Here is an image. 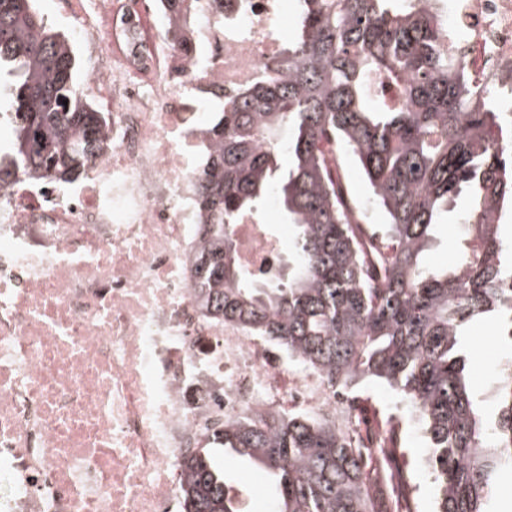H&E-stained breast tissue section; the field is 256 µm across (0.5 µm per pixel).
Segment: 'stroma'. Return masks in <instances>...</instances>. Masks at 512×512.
Listing matches in <instances>:
<instances>
[{
	"instance_id": "obj_1",
	"label": "stroma",
	"mask_w": 512,
	"mask_h": 512,
	"mask_svg": "<svg viewBox=\"0 0 512 512\" xmlns=\"http://www.w3.org/2000/svg\"><path fill=\"white\" fill-rule=\"evenodd\" d=\"M46 21L73 38L83 66H90L87 46L78 33V23L70 15L67 0H38ZM470 352L466 363L474 391L484 409H492L496 387L504 364L512 361V343L499 339L494 325L482 324L467 336ZM357 416L393 432L396 446L385 457L372 461L368 472L382 492L385 512H434L433 477L426 459L429 455L424 432L410 402L388 385L369 380L355 388ZM225 473L235 485L251 492L245 500L248 512H277L273 492L264 491L261 468L230 459Z\"/></svg>"
}]
</instances>
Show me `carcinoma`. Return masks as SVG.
Segmentation results:
<instances>
[{
  "label": "carcinoma",
  "instance_id": "1",
  "mask_svg": "<svg viewBox=\"0 0 512 512\" xmlns=\"http://www.w3.org/2000/svg\"><path fill=\"white\" fill-rule=\"evenodd\" d=\"M34 0H0V82L12 128L0 189L21 176L57 185L82 177L106 146L105 113L78 90L70 37ZM184 0H164L168 43L190 26ZM299 27L272 77L231 100L205 134L215 154L197 192L206 223L193 288L207 313L276 340L343 389L377 380L418 414L438 485L435 512H487L512 474V373L486 414L466 380L462 337L495 319L512 328V248L499 206L512 203V146L501 102L474 87L443 30L416 0H296ZM394 87L391 102L373 80ZM68 104H63V101ZM362 170L383 216L379 254L341 174ZM458 265H424L461 195ZM275 198L295 228L287 280L256 284L236 260L232 228ZM221 451L265 471L278 512H376L366 461L331 420L244 413L183 462L185 512H244L216 462Z\"/></svg>",
  "mask_w": 512,
  "mask_h": 512
}]
</instances>
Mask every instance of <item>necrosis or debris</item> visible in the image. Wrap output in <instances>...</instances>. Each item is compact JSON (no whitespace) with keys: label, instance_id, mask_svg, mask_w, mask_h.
<instances>
[{"label":"necrosis or debris","instance_id":"obj_1","mask_svg":"<svg viewBox=\"0 0 512 512\" xmlns=\"http://www.w3.org/2000/svg\"><path fill=\"white\" fill-rule=\"evenodd\" d=\"M185 50L144 0L145 51H116L118 16L97 0L85 84L107 112L108 148L69 185L0 189V512H183L184 459L242 411H300L360 436L352 399L285 348L207 315L193 290L204 243L196 180L213 144L204 106L266 78L289 0H190ZM473 86L512 101V0H424ZM237 259L280 277L284 233L244 217Z\"/></svg>","mask_w":512,"mask_h":512}]
</instances>
